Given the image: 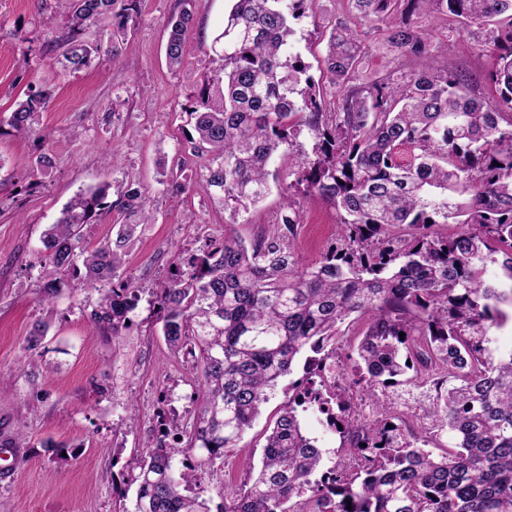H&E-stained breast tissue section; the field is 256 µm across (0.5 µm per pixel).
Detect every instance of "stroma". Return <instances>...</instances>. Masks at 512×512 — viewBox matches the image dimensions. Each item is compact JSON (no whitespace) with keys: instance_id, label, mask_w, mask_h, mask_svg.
Returning a JSON list of instances; mask_svg holds the SVG:
<instances>
[{"instance_id":"1","label":"stroma","mask_w":512,"mask_h":512,"mask_svg":"<svg viewBox=\"0 0 512 512\" xmlns=\"http://www.w3.org/2000/svg\"><path fill=\"white\" fill-rule=\"evenodd\" d=\"M232 0H196L194 24L184 45V64L166 60L167 22L179 0H138L139 14L120 44L112 23L89 28L84 38L100 53L87 68L70 71L60 38L69 30L60 0H0V436L22 435L19 448L0 450V512H132L136 490L118 497L113 480L125 462L146 453L164 425L187 418L194 404L190 362L169 350L160 325L140 302L135 324L123 336L96 332L85 310L97 293L63 290L52 303L39 299L45 262L41 235L78 192L103 184H133L155 215L141 225L122 272L143 293L162 283L177 254L223 234V208L190 187L173 194L162 172L199 178L201 159L187 142L188 112L206 76L219 67L210 46L224 27ZM311 17L296 21L292 52L319 74L328 23L347 18L348 0H313ZM427 41L442 46L429 66L452 64L470 78V92L493 101L488 79L495 66L484 29L461 27L439 13L418 16ZM366 55L355 77H400L401 59L362 27ZM47 93L32 132L21 134L8 120L30 90ZM53 166L35 175L36 160ZM287 156L272 165L271 190L235 234L251 239L275 224L288 184ZM302 211L295 250L302 263L318 259L337 233L330 203L297 195ZM48 326L39 350L26 351L36 323ZM288 401L280 381L222 462L197 474L208 506L220 503L224 487H239L257 470L269 426ZM66 445L57 457L46 440Z\"/></svg>"}]
</instances>
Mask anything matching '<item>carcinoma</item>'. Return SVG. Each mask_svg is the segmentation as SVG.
Wrapping results in <instances>:
<instances>
[{"mask_svg":"<svg viewBox=\"0 0 512 512\" xmlns=\"http://www.w3.org/2000/svg\"><path fill=\"white\" fill-rule=\"evenodd\" d=\"M312 0H234L215 37L221 66L194 94L191 151L204 158L196 187L218 200L231 223L270 192L279 152L294 156L289 186L330 201L340 214L335 245L303 265L294 249L301 213L286 194L273 228L246 241L226 234L172 262L148 305L172 352L198 370L189 427L156 441L123 466L136 486L134 512H211L192 491L194 472L237 447L278 383L304 359L266 437L261 466L242 488L222 491L216 512H512V352L491 356L489 333L512 323V0H349L350 18L328 27L319 78L288 52L293 22ZM73 70L90 65L98 46L79 40L113 17L126 35L137 0H62ZM169 20V65L184 63L194 0ZM436 9L463 26L491 25L496 55L490 81L497 105L467 93L466 75L412 69L353 85L362 62L359 27L404 59L433 52L412 19ZM344 88L329 112L322 82ZM43 94L12 112L27 133ZM313 156L294 151L302 134ZM118 205L142 213L130 185ZM112 209L107 188L76 194L42 233L47 267L40 300L72 287L99 294L87 317L121 336L134 325L140 288L121 276L138 225L94 247L83 227ZM367 318L353 384L378 405V418L355 416L351 387L323 372L338 328ZM405 336H399V333ZM424 388L429 404L415 430L393 414L388 389ZM314 410L346 438L353 470L324 468L323 452L301 428L298 410ZM446 432L455 446L438 457L419 432ZM189 435L190 444L183 445ZM320 474L313 481L311 477Z\"/></svg>","mask_w":512,"mask_h":512,"instance_id":"cac0c4a2","label":"carcinoma"}]
</instances>
